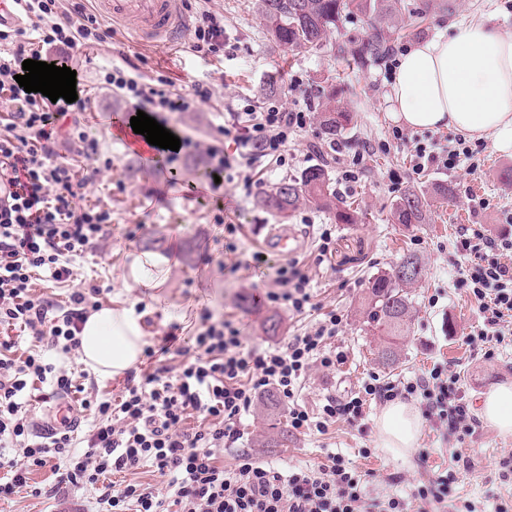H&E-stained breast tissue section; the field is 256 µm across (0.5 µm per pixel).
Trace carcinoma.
<instances>
[{
    "mask_svg": "<svg viewBox=\"0 0 512 512\" xmlns=\"http://www.w3.org/2000/svg\"><path fill=\"white\" fill-rule=\"evenodd\" d=\"M454 10L455 0H427L426 10L406 21L405 0H258L263 26L275 43L310 49L327 44L337 57L356 66L381 62L406 30L414 35L423 32L428 14H450ZM344 14L359 17L366 24V35L354 41L333 43L331 35ZM319 118L325 133L331 136L340 133L352 120L350 113L331 103L322 108ZM303 202L333 213L340 224H357L362 219L354 203L336 196L321 168H312L298 179L282 180L259 198V204L275 217L295 210ZM429 206L424 194L408 188L394 204L391 218L394 223L406 226L424 224ZM423 277V262L413 252L373 274L365 300V326L394 338L405 335L414 310L409 288Z\"/></svg>",
    "mask_w": 512,
    "mask_h": 512,
    "instance_id": "carcinoma-1",
    "label": "carcinoma"
}]
</instances>
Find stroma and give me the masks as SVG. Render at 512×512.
Segmentation results:
<instances>
[{
  "label": "stroma",
  "instance_id": "1",
  "mask_svg": "<svg viewBox=\"0 0 512 512\" xmlns=\"http://www.w3.org/2000/svg\"><path fill=\"white\" fill-rule=\"evenodd\" d=\"M204 5L223 13L224 37L235 44L234 55L197 56L182 43L138 44L127 27L116 23L111 42L88 49L86 58L80 59L79 88L87 103L79 119L89 135L101 138L102 155L112 165L98 167L96 162L75 155L66 141L60 151L71 157L80 174L91 175L84 199L107 203L112 222L102 249L73 261L70 284L40 280L34 286L35 295L61 301L69 288L94 282L102 289V306L144 304L148 319L145 341L149 344L174 324L180 326L181 337L192 336L199 324V310L206 304L216 314L234 320L249 344L282 346L289 336L307 326L306 320L275 307L266 297L280 262L279 257L266 252V234L285 224L299 235L297 257L310 266L318 301L324 309L341 311L347 318L336 339L345 352L343 363L332 373L312 368L297 394L299 404L314 411L325 396L357 392L369 374L411 379L442 361L459 372L466 397L475 407L491 387L512 384V347L499 348L495 357L487 360L464 344V336L478 322L476 303L455 284L460 260L455 242L464 225L485 224L493 230L512 232V182L501 176L504 169L512 168V155L489 146L478 175H469L462 168L452 172L432 168L414 175L406 151L393 147L383 152L378 148L379 143L389 140L395 126L386 98L391 77L384 65L349 70L330 49L277 45L265 31L257 0H205ZM480 14L490 16L499 30L512 32V0H457L456 10L433 20L424 35L434 37L450 24L459 25ZM128 60L136 64L137 78H164L181 92L198 81L216 84L210 102L193 112L170 114L169 127L177 136L193 141L176 162L163 159L156 168H144L142 159L127 151L111 130L113 113L129 109L130 104L102 84L100 72ZM294 78L312 90L315 107L331 99L355 115L353 124L340 134L347 143L343 154L348 157L365 151L369 157L358 182L348 189L337 187L336 194L359 205L360 223H336L333 214L305 203L282 220L257 203L260 190L311 168H324L330 179H337L340 166L327 155L329 139L316 121L290 144L285 164L261 161L256 188L244 189L238 180L224 182L215 191L207 188V165L198 145L220 141L226 151H233L231 139H220L217 133L227 109L258 110L272 102L295 108L302 96L288 91ZM441 182L455 186L454 202L432 203L426 223L410 227L392 223L391 210L400 192L409 186L425 190ZM473 194L484 198L487 208L473 210L469 201ZM219 215L224 218L220 224L215 221ZM228 224L241 225V234L229 236L224 230ZM323 224L333 225L334 232L331 254L318 266L314 260ZM231 243L247 255L263 252L264 263L233 274L226 272L224 260ZM144 250L162 252L169 259L165 284L152 292L122 285L131 253ZM407 250L421 256L425 276L411 290L415 312L399 344L400 361L389 367L379 358L384 340L365 329L362 304L370 275L389 268ZM272 318L279 321V332L269 331ZM381 410V405L371 406L366 435L339 421L330 425L326 434L307 436L295 431L287 447L269 448L265 441L275 426L287 425L288 408L261 400L244 416L240 425L243 437L236 447L225 450L224 463L232 465L238 455L247 452L283 467L314 465L336 452L359 470L373 473L371 494L389 495L405 492L432 470L453 466V454L458 451L470 465L456 468V493L474 501L479 512H492L497 498L512 497V484L503 483L497 470L499 457L512 453V434L484 424L474 438L461 444L452 440L447 447L436 448L431 444L430 429H423L419 443L430 449L423 464L417 453L400 457L378 448L375 426ZM390 473L401 476V483H385Z\"/></svg>",
  "mask_w": 512,
  "mask_h": 512
}]
</instances>
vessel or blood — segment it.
Here are the masks:
<instances>
[{
	"mask_svg": "<svg viewBox=\"0 0 512 512\" xmlns=\"http://www.w3.org/2000/svg\"><path fill=\"white\" fill-rule=\"evenodd\" d=\"M104 13L113 20L125 22L135 38L143 43L172 45L184 33L178 0H97ZM112 127L118 130L126 146L140 155H147L149 147L135 134L129 124V116L114 113ZM266 240L271 252L282 257L297 253L301 242L291 228L284 227L270 232ZM79 418L76 407L67 399L59 398L49 407L39 424L42 433L63 430L75 426Z\"/></svg>",
	"mask_w": 512,
	"mask_h": 512,
	"instance_id": "b4317fda",
	"label": "vessel or blood"
}]
</instances>
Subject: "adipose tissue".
Instances as JSON below:
<instances>
[{"label":"adipose tissue","instance_id":"adipose-tissue-1","mask_svg":"<svg viewBox=\"0 0 512 512\" xmlns=\"http://www.w3.org/2000/svg\"><path fill=\"white\" fill-rule=\"evenodd\" d=\"M475 16L454 35L414 42L400 56L387 101L395 122L413 130H451L470 140H492L512 154V34ZM168 276V260L153 251L134 254L123 283L153 290ZM142 317L134 306L92 313L81 333L79 354L93 372L119 376L139 362L146 344ZM479 416L512 434V385H497L483 396ZM424 427L410 404L386 405L377 420L378 445L395 456L409 454Z\"/></svg>","mask_w":512,"mask_h":512}]
</instances>
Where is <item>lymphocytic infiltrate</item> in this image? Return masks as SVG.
<instances>
[{
	"label": "lymphocytic infiltrate",
	"instance_id": "lymphocytic-infiltrate-1",
	"mask_svg": "<svg viewBox=\"0 0 512 512\" xmlns=\"http://www.w3.org/2000/svg\"><path fill=\"white\" fill-rule=\"evenodd\" d=\"M19 8L30 28H0V108L6 110L0 117V183L10 187L7 198L0 199V326L32 337L35 346L19 356L15 340L0 341V451L22 450L18 458L0 454V503L24 495L51 500L70 488L89 491L96 512H429L430 506L447 503L456 482L451 469L434 472L407 495L374 497L367 473L336 453L324 462L285 471L249 455L230 467L221 463L225 449L243 436L242 416L271 389L287 402L290 426L303 434H324L340 419L364 429L371 403L398 398L415 399L441 440L452 437L461 443L479 431L459 373L444 363L407 381L370 376L351 396H326L314 413L298 404L296 394L307 372L315 366L333 370L344 358L334 343L344 316L323 311L299 260L276 267L268 298L293 315L315 311L319 317L284 346L248 345L232 320L214 317L205 307L191 345L167 332L145 350L154 370L130 374L117 399L85 393L72 372L49 361L51 351L66 357L78 352L81 328L100 308V290L94 285L75 289L62 307L35 298L34 280L70 281L72 259L99 247L112 210L102 202L83 203L90 179L79 176L58 150L64 138L84 159L99 157V140L70 118L84 110V99L69 103L25 92L16 76L24 60L49 61L51 50L72 59L84 48L111 42L112 29L91 12L87 0H19ZM193 18L192 51L223 52V14L202 10ZM104 82L133 110L162 125L167 113L194 111L214 94L213 85L204 83L181 93L140 82L118 66L106 72ZM310 122L309 112L280 105L263 112H230L221 131L233 139L235 151L207 146V166L220 176L268 156L284 161L290 137ZM392 139L410 144L413 173L430 164L451 171L463 167L471 175L481 170V144L460 138L451 144L443 137L421 142L397 128ZM456 249L462 258L456 285L475 300L478 315L464 341L473 352L494 357L500 346H512V233L495 234L486 225L469 224ZM171 355L182 359L173 370L163 364ZM41 385L47 386L50 399L80 396L81 408L93 416L88 434L31 433L26 404ZM192 417L197 420L193 427L187 424ZM144 465L167 478L166 492L111 479ZM44 467L51 469L53 482L33 485L32 471Z\"/></svg>",
	"mask_w": 512,
	"mask_h": 512
}]
</instances>
